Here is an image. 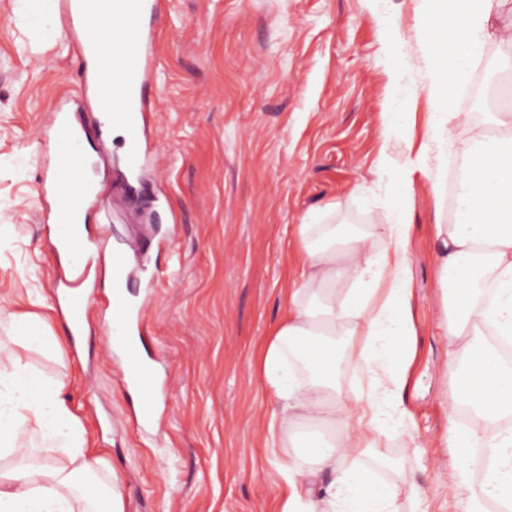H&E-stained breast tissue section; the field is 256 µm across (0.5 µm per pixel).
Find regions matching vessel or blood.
Masks as SVG:
<instances>
[{
  "label": "vessel or blood",
  "mask_w": 512,
  "mask_h": 512,
  "mask_svg": "<svg viewBox=\"0 0 512 512\" xmlns=\"http://www.w3.org/2000/svg\"><path fill=\"white\" fill-rule=\"evenodd\" d=\"M166 0H86L75 9L74 0H56V12L64 30L80 28L88 45L94 46L92 69L96 75L93 93L101 102L99 152L110 149L109 128L119 126L126 133L129 181H137L141 162L148 150L146 132L154 122L153 76L158 62L155 43ZM112 71L118 80L106 85L101 76ZM50 118L40 131L46 149L47 171L38 187L42 203L41 221L51 225L53 239L73 259L54 284L56 300L68 313L70 327L84 328V316L96 302V282L80 262L88 249L107 256L112 277L123 281L129 273L128 253L94 242L76 227L78 219L94 206L101 194L91 177L92 165L81 146V129L70 116L66 101L53 104ZM108 309L111 322L119 326L124 342L118 369L123 385L143 392L139 417L149 423L157 410L159 395L154 386L155 368L143 358L139 338L143 327L140 306L128 302L122 290L113 291Z\"/></svg>",
  "instance_id": "obj_1"
}]
</instances>
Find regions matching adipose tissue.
Segmentation results:
<instances>
[{
  "mask_svg": "<svg viewBox=\"0 0 512 512\" xmlns=\"http://www.w3.org/2000/svg\"><path fill=\"white\" fill-rule=\"evenodd\" d=\"M424 2L427 93L436 106L429 124L444 145L453 140L448 80L485 36L492 0ZM456 143L453 218L434 226L437 284L453 307L448 351L466 361L451 405L497 429L487 435L454 424L448 441L461 457L456 479L469 492L468 512H488L491 502L512 512V367L487 342L491 335L512 342V113H493ZM391 197L392 224L346 231L313 209L295 227L304 264L254 363L277 402L270 435L284 440L307 429L311 465H285L281 512H399L397 485L364 463L404 432L408 416L403 394L416 336L403 248L412 227L409 171L394 176ZM56 348L25 315L13 316L11 334L0 338V512H125L119 475L86 452L66 380L37 372L28 359ZM344 361L364 376V392L339 386ZM102 473V491L87 494Z\"/></svg>",
  "mask_w": 512,
  "mask_h": 512,
  "instance_id": "1",
  "label": "adipose tissue"
}]
</instances>
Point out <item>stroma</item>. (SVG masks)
<instances>
[{
  "instance_id": "obj_1",
  "label": "stroma",
  "mask_w": 512,
  "mask_h": 512,
  "mask_svg": "<svg viewBox=\"0 0 512 512\" xmlns=\"http://www.w3.org/2000/svg\"><path fill=\"white\" fill-rule=\"evenodd\" d=\"M421 0H170L156 44L154 168L166 185L143 183L131 200L124 146L112 140L101 170L111 227L88 234L112 244L146 241L144 271L129 293L147 298L144 348L158 359L166 404L154 425L136 426V405L115 379L104 315L92 306L84 336H71L51 297L58 257L40 218L45 171L37 135L49 103L76 93L80 46L63 32L43 38L20 22L16 0H0V312L34 313L61 351L32 353L39 370L67 377L66 392L91 452L122 481L125 512H280L282 464H304V448L266 442L274 400L253 369L288 308L289 281L303 255L293 226L312 208L327 223L390 224L389 174L423 156L412 175L410 261L417 336L403 396L407 436L387 454L383 476L400 489L403 512H466L454 490L459 461L447 442L454 386L433 260V226L449 223L446 185L457 157L435 142L423 86ZM492 34L451 87V111H498L480 93L512 85L495 38L512 28V0H494ZM400 46L385 49L387 38ZM402 85L411 140L390 128V76ZM440 192H432V181ZM417 447L404 453L407 437Z\"/></svg>"
}]
</instances>
